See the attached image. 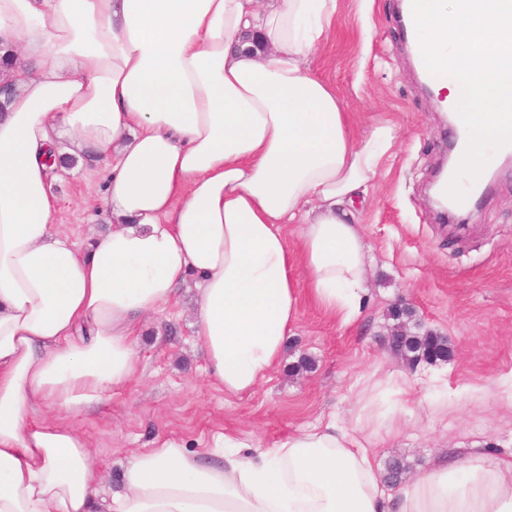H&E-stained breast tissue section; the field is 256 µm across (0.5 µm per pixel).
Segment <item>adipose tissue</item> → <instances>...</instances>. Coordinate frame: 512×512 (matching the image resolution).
Segmentation results:
<instances>
[{
  "label": "adipose tissue",
  "instance_id": "1",
  "mask_svg": "<svg viewBox=\"0 0 512 512\" xmlns=\"http://www.w3.org/2000/svg\"><path fill=\"white\" fill-rule=\"evenodd\" d=\"M336 4L0 0V39L36 63L0 114V512H512V452H451L391 489L332 419L274 448L165 440L106 497L64 421L136 376L143 319L185 290L232 395L277 366L301 289L343 324L360 317L352 207L395 136L379 123L356 137L310 69ZM52 151L108 167L112 222L88 242L51 228Z\"/></svg>",
  "mask_w": 512,
  "mask_h": 512
}]
</instances>
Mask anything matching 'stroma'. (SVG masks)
Wrapping results in <instances>:
<instances>
[{
  "instance_id": "1",
  "label": "stroma",
  "mask_w": 512,
  "mask_h": 512,
  "mask_svg": "<svg viewBox=\"0 0 512 512\" xmlns=\"http://www.w3.org/2000/svg\"><path fill=\"white\" fill-rule=\"evenodd\" d=\"M399 0H338L334 33L312 58L333 84L356 133L386 121L396 142L353 211L369 247L363 313L340 325L302 295L279 365L253 393L227 395L211 381L183 296L146 319L139 374L71 423L105 473V488L130 455L174 438L188 449L233 434L275 447L319 419L335 417L369 440L379 469L402 459L414 477L441 452L512 451V164L499 161L488 193L462 226L440 223L427 186L449 127L442 95L415 80L404 49ZM104 166L51 171L64 208L55 226L83 241L106 221ZM412 312L411 332L448 340V359L411 365L392 355L396 307ZM369 406L372 422L355 416Z\"/></svg>"
}]
</instances>
